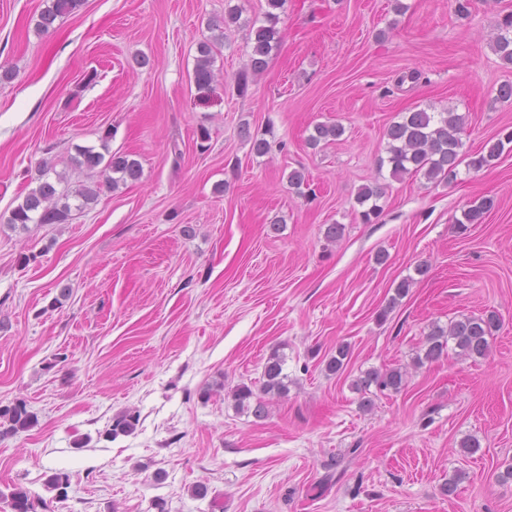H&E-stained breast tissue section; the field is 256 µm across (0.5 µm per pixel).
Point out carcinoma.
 <instances>
[{
	"label": "carcinoma",
	"instance_id": "cac0c4a2",
	"mask_svg": "<svg viewBox=\"0 0 512 512\" xmlns=\"http://www.w3.org/2000/svg\"><path fill=\"white\" fill-rule=\"evenodd\" d=\"M287 0H266L267 11L265 23L254 26L252 51L246 70L238 74L237 90L245 94L249 73L264 70L272 50L280 41V31L276 28L277 11L284 8ZM84 0H50V4L39 14L35 28L44 33L53 27L59 18L69 16L79 11ZM491 48L499 57L502 64L512 66V14L503 19L499 32L492 40ZM194 67V82L200 89H207L214 81L212 47L203 42L198 48ZM467 117L453 111L430 112L427 109H413L402 113L399 120L392 122L387 130V162L390 174L394 179L405 175L423 174L427 180L448 182L457 178L458 168L464 165L474 171H479L492 165L503 154L506 146L512 144V130L500 133L495 138L487 140L480 151L469 154L463 151V136L467 133ZM343 134L339 124L319 123L314 126L309 137L312 145L329 138L337 139ZM76 163L90 170H99L98 179L82 186L74 195L61 194L55 184L47 179L48 166L39 171V184L31 190L21 203L15 206L8 217L10 225L21 224H66L71 217L72 208L81 209L98 200L103 189H112L119 182L137 181L141 178L140 163L129 155L113 152L105 155L92 146L78 150ZM383 195V188L377 184L365 185L357 193L356 202L361 207L362 222L369 224L377 218L380 206L377 201ZM79 200L73 206L69 198ZM493 200L483 199L465 209L461 217L456 219L458 227L467 224H481L485 215L492 209ZM499 328V318L491 312L483 317H465L452 321L447 326L438 324L432 326L426 336L423 349L418 352L415 362L419 365L433 363L439 360L447 350L448 342H453L458 354L468 358H484L490 350V338ZM350 354L349 346L341 344L336 347V354L326 362V371L339 374L344 371L345 362ZM284 360L273 354L267 360L260 387V394H255L252 387L241 384L232 390V400L240 409L253 408L256 417L266 414L264 396H282L288 392V375L283 373ZM380 390L399 392L407 385L406 371L400 367L385 370H370L352 383L354 389L365 392L370 386ZM255 406H250V403ZM37 416L31 412L27 403L17 400L10 405H0V438L24 432L33 427ZM139 422V414L126 411L112 418L100 433L104 439L113 441L119 436L132 434ZM70 477L67 473L57 471L48 476L46 487L56 492V498L67 497ZM10 506L13 512H36L35 498L29 490L16 485L9 494Z\"/></svg>",
	"mask_w": 512,
	"mask_h": 512
}]
</instances>
